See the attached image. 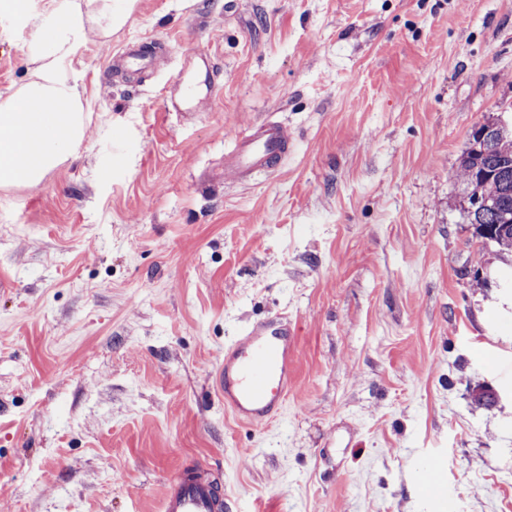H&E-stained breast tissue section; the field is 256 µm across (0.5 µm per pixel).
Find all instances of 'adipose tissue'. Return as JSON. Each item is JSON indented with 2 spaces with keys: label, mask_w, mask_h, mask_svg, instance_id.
Here are the masks:
<instances>
[{
  "label": "adipose tissue",
  "mask_w": 512,
  "mask_h": 512,
  "mask_svg": "<svg viewBox=\"0 0 512 512\" xmlns=\"http://www.w3.org/2000/svg\"><path fill=\"white\" fill-rule=\"evenodd\" d=\"M124 21L112 0H82L62 20L37 27L25 82L0 96V188L39 183L81 144L86 109L65 62L87 32L108 37Z\"/></svg>",
  "instance_id": "adipose-tissue-1"
}]
</instances>
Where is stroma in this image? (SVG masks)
Segmentation results:
<instances>
[{
	"label": "stroma",
	"instance_id": "obj_1",
	"mask_svg": "<svg viewBox=\"0 0 512 512\" xmlns=\"http://www.w3.org/2000/svg\"><path fill=\"white\" fill-rule=\"evenodd\" d=\"M73 2L0 14V94L35 21ZM133 39L171 52L144 83L111 80ZM184 52L221 67L188 118L162 105ZM66 70L80 147L0 189V512H158L188 465L218 475L227 512H512V255L455 208L472 126L512 105V0H136ZM268 117L291 156L225 183ZM273 317L296 376L256 428L216 378Z\"/></svg>",
	"mask_w": 512,
	"mask_h": 512
}]
</instances>
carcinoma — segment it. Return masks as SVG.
<instances>
[{"label":"carcinoma","mask_w":512,"mask_h":512,"mask_svg":"<svg viewBox=\"0 0 512 512\" xmlns=\"http://www.w3.org/2000/svg\"><path fill=\"white\" fill-rule=\"evenodd\" d=\"M485 138L470 132L458 170V206L483 245L512 251V121L487 120Z\"/></svg>","instance_id":"cac0c4a2"}]
</instances>
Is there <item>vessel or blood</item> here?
<instances>
[{
    "label": "vessel or blood",
    "mask_w": 512,
    "mask_h": 512,
    "mask_svg": "<svg viewBox=\"0 0 512 512\" xmlns=\"http://www.w3.org/2000/svg\"><path fill=\"white\" fill-rule=\"evenodd\" d=\"M151 53L149 46L130 43L112 61L115 69L139 70L146 67ZM217 84V69L209 56L182 54L163 95L164 109L183 116L202 111ZM293 146L285 123L269 118L253 124L236 138L224 163V179L244 183L255 174L277 171ZM294 362L287 324L278 319L257 322L226 349L217 391L238 420L265 426L285 407ZM225 508L224 494L212 480L184 469L167 480L159 512H224Z\"/></svg>",
    "instance_id": "vessel-or-blood-1"
}]
</instances>
